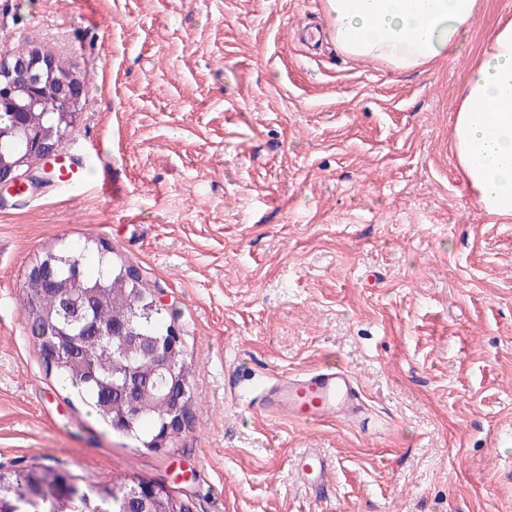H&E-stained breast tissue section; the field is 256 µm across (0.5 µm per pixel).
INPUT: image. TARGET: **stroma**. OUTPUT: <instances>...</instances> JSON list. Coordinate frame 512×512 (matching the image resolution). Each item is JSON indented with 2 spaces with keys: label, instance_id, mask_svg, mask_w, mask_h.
Returning <instances> with one entry per match:
<instances>
[{
  "label": "stroma",
  "instance_id": "1",
  "mask_svg": "<svg viewBox=\"0 0 512 512\" xmlns=\"http://www.w3.org/2000/svg\"><path fill=\"white\" fill-rule=\"evenodd\" d=\"M91 9L0 0V51L89 83L62 145L87 185L0 207V463L162 481L193 512H512V217L479 208L452 146L512 0H477L447 58L404 72L344 55L324 0ZM88 237L182 337L193 399L173 447L101 424L30 339L29 265ZM327 360L361 385L365 430L274 422L234 395ZM300 448L334 460L321 492L295 475Z\"/></svg>",
  "mask_w": 512,
  "mask_h": 512
}]
</instances>
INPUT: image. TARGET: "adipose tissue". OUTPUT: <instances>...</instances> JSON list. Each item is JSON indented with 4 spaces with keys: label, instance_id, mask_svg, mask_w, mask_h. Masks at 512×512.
<instances>
[{
    "label": "adipose tissue",
    "instance_id": "adipose-tissue-1",
    "mask_svg": "<svg viewBox=\"0 0 512 512\" xmlns=\"http://www.w3.org/2000/svg\"><path fill=\"white\" fill-rule=\"evenodd\" d=\"M337 48L407 71L445 56L477 0H325ZM458 167L489 214L512 216V21L494 27L453 123Z\"/></svg>",
    "mask_w": 512,
    "mask_h": 512
}]
</instances>
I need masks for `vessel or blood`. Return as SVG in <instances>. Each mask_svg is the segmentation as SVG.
Here are the masks:
<instances>
[{
    "instance_id": "vessel-or-blood-1",
    "label": "vessel or blood",
    "mask_w": 512,
    "mask_h": 512,
    "mask_svg": "<svg viewBox=\"0 0 512 512\" xmlns=\"http://www.w3.org/2000/svg\"><path fill=\"white\" fill-rule=\"evenodd\" d=\"M57 186L84 183V169L77 159L64 156L52 172ZM259 410L274 421L315 427L338 425L361 430L368 423V407L356 378L343 366L323 364L313 369L284 374L258 390ZM332 458L320 448H306L294 459L302 483L310 488L324 485L333 468Z\"/></svg>"
}]
</instances>
